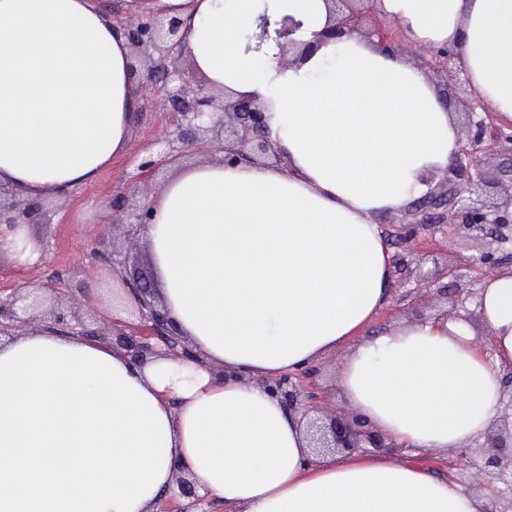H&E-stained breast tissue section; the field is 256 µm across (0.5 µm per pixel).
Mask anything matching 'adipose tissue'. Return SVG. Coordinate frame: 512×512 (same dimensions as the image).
Returning <instances> with one entry per match:
<instances>
[{
    "mask_svg": "<svg viewBox=\"0 0 512 512\" xmlns=\"http://www.w3.org/2000/svg\"><path fill=\"white\" fill-rule=\"evenodd\" d=\"M182 20L190 70L259 96L285 166L203 161L172 174L142 231L161 303L199 355L131 362L78 336L154 398L171 468L238 512H483L455 482L374 454H309L300 415L264 387L347 347V404L407 448L465 451L501 424L512 365V272L478 297L485 357L462 318L372 336L392 260L373 218L404 211L459 148L452 112L401 52L324 39L331 0H159ZM410 43L456 49L475 93L512 122V0H380ZM300 21L299 61L248 49L260 15ZM131 49L99 0H0V184L61 197L130 143Z\"/></svg>",
    "mask_w": 512,
    "mask_h": 512,
    "instance_id": "ef3b65f1",
    "label": "adipose tissue"
}]
</instances>
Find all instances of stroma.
Instances as JSON below:
<instances>
[{"label":"stroma","mask_w":512,"mask_h":512,"mask_svg":"<svg viewBox=\"0 0 512 512\" xmlns=\"http://www.w3.org/2000/svg\"><path fill=\"white\" fill-rule=\"evenodd\" d=\"M137 109L141 120L131 130L130 146L125 153L116 157L95 180L71 190L65 197L46 198L44 206L49 211V221L31 228L32 236L46 241V251L37 264L1 272L0 294L9 295L33 282L41 284L49 306L80 305L87 328L95 329L100 325V315L112 311V269L94 257L96 243H113L125 256L128 268L148 267L145 245H130L122 230L111 224L112 193L136 175L138 155L154 150L156 140L166 136L172 121L160 97L144 85L138 88ZM418 237L427 244L421 259L413 254L411 244L390 246V254L403 258L408 270L394 276L389 303L371 321L369 334L378 335L400 323L432 318L447 311L475 313L476 298L489 271L481 262L482 253L492 250L500 256L512 254V239L502 243L478 240L456 223L444 233L419 230ZM447 265L466 271L458 283L468 295L464 305H454L424 283L425 278Z\"/></svg>","instance_id":"stroma-1"}]
</instances>
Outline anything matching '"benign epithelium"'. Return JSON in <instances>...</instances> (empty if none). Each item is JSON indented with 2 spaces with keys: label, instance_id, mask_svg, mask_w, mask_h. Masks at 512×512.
I'll return each mask as SVG.
<instances>
[{
  "label": "benign epithelium",
  "instance_id": "obj_1",
  "mask_svg": "<svg viewBox=\"0 0 512 512\" xmlns=\"http://www.w3.org/2000/svg\"><path fill=\"white\" fill-rule=\"evenodd\" d=\"M362 0H333L336 22L324 37L338 39L350 31L366 38L372 34L362 26L363 16L359 3ZM278 28L270 29L271 20L262 14L258 18L255 50H260L270 33L276 34L279 55L301 54L304 49L290 38L300 28V23L284 17L277 22ZM118 28L127 38L132 57L143 68L145 83L158 94L167 111L173 115L174 129L165 137V147L156 155L144 159L138 166L140 178H149L160 172L173 159L174 154H184L209 147L222 154V162L279 163L280 156L274 149L265 122V106L256 97L233 98L215 92L201 80L186 74L182 68L183 55L188 51L187 31L176 17H168L160 11L148 16L134 14L118 21ZM469 137L459 143L445 179L443 191L431 194L405 212L404 223L412 229L430 222L427 209L446 206L457 209V216L468 229L486 233V226L494 225L490 238L503 240L504 230L512 226V197L505 203L481 200L486 181L481 174L475 154L482 152L492 156H504L506 162L500 168V180L512 183V151L504 147V140L512 141V134L498 125L492 110L478 105L465 112ZM138 195L132 186L116 191L112 195V210L118 212L114 224L125 227V236L134 241L144 225L151 221L149 197ZM47 221V212L37 202L4 197L0 191V224L17 231L31 224ZM113 274L129 284L137 297L140 323L128 325L112 324L116 333L115 345L133 361L142 362L147 356L156 354L157 345L174 359L197 360V354L187 348L164 310L155 306L153 279L131 280L119 268ZM27 296L16 294L0 299V317L11 325L24 324L32 320L27 315ZM52 317L62 330L76 336L99 337L96 332L85 329L83 310L71 307L67 311H54ZM317 371L308 368L299 373L283 375L264 381L269 392L280 400L290 412H302L306 418L308 447L316 455L325 453L371 451L386 454L397 450V446L382 435L369 429L357 416L327 407L318 401L315 391ZM316 412L318 417L309 418ZM512 449V430L499 429L487 435L484 445L465 452V462L448 461V469H475L474 479H498L512 484V465L504 463L506 450ZM175 481L180 496H196V483L186 476L183 469H176Z\"/></svg>",
  "mask_w": 512,
  "mask_h": 512
}]
</instances>
